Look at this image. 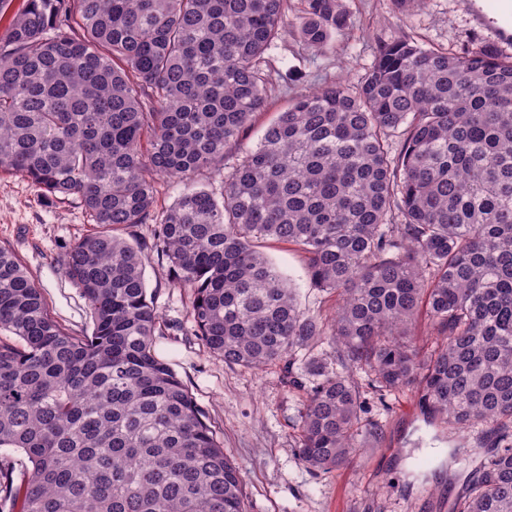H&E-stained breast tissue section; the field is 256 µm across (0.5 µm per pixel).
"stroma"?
<instances>
[{"mask_svg": "<svg viewBox=\"0 0 512 512\" xmlns=\"http://www.w3.org/2000/svg\"><path fill=\"white\" fill-rule=\"evenodd\" d=\"M353 26L322 54L312 55L292 35L277 40L266 56L283 78L266 112L252 124V146L290 101L324 82L362 81L378 41L405 34L426 45L460 49L471 41H496L512 54L506 19L512 0L489 9L487 0H426L422 9L398 13L391 0H350ZM92 225L75 197L47 199L27 180L0 176V247L12 250L41 288L50 315L68 332L88 331L91 319L81 291L62 269V256ZM152 225L125 230L143 244L147 291L159 314L153 339L195 396L239 466L248 512H453L485 454L472 435L452 433L443 419L424 415L414 390L379 396L364 373L354 380L380 430L369 449L343 469L309 470L294 451L306 383L288 387L282 365L261 370L228 366L193 334L190 294L172 282L168 264L146 243ZM264 251L293 288L300 308L330 317L336 297L310 282L298 247L267 241Z\"/></svg>", "mask_w": 512, "mask_h": 512, "instance_id": "stroma-1", "label": "stroma"}]
</instances>
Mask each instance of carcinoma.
I'll return each mask as SVG.
<instances>
[{
	"mask_svg": "<svg viewBox=\"0 0 512 512\" xmlns=\"http://www.w3.org/2000/svg\"><path fill=\"white\" fill-rule=\"evenodd\" d=\"M323 52L352 26L346 0H24L0 31V175L77 198L96 229L63 255L91 331L73 335L0 247V512H247L237 464L171 366L142 249L192 292L195 336L225 364L308 355L299 460L328 473L374 437L351 373L487 452L457 512H512V56L380 44L364 81L298 95L224 172L267 110L266 50ZM184 187L156 210L158 185ZM306 255L339 305L324 322L258 250ZM427 317V352L413 329Z\"/></svg>",
	"mask_w": 512,
	"mask_h": 512,
	"instance_id": "carcinoma-1",
	"label": "carcinoma"
}]
</instances>
